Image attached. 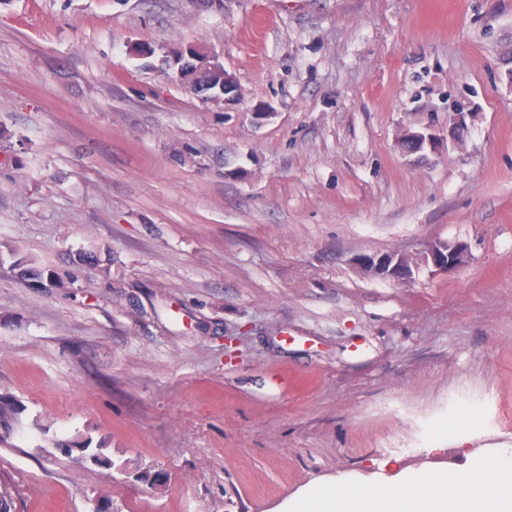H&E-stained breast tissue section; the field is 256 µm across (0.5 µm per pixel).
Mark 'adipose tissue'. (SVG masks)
<instances>
[{
    "label": "adipose tissue",
    "instance_id": "ef3b65f1",
    "mask_svg": "<svg viewBox=\"0 0 512 512\" xmlns=\"http://www.w3.org/2000/svg\"><path fill=\"white\" fill-rule=\"evenodd\" d=\"M495 471L491 484L482 475ZM282 512H512V457L505 451L473 457L465 468L426 476L408 472L380 492L356 486L349 494L315 486L288 500Z\"/></svg>",
    "mask_w": 512,
    "mask_h": 512
}]
</instances>
